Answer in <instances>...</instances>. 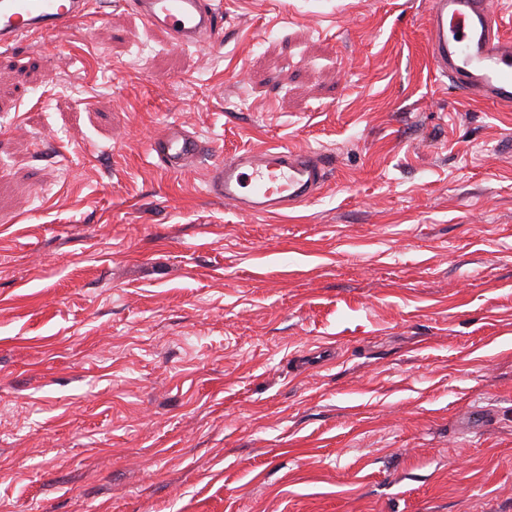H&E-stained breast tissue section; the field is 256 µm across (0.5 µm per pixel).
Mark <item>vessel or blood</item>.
Instances as JSON below:
<instances>
[{
    "instance_id": "vessel-or-blood-1",
    "label": "vessel or blood",
    "mask_w": 512,
    "mask_h": 512,
    "mask_svg": "<svg viewBox=\"0 0 512 512\" xmlns=\"http://www.w3.org/2000/svg\"><path fill=\"white\" fill-rule=\"evenodd\" d=\"M89 0H0V46L31 34L48 38L89 13ZM150 30L178 46H201L218 34V0H133ZM501 0H427L424 35L433 71L469 98L512 108V37L503 32ZM151 153L178 173L204 152L183 124L166 123L149 143ZM327 180L323 155L309 149L265 146L216 158L205 174L208 196L252 214L302 206Z\"/></svg>"
}]
</instances>
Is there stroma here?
<instances>
[{"label": "stroma", "instance_id": "35a3bbf8", "mask_svg": "<svg viewBox=\"0 0 512 512\" xmlns=\"http://www.w3.org/2000/svg\"><path fill=\"white\" fill-rule=\"evenodd\" d=\"M222 2L211 50L126 0L0 48V512H512V110L426 0ZM171 121L328 182L238 211ZM149 149L171 173H178L196 161L204 145L181 123H166L150 140Z\"/></svg>", "mask_w": 512, "mask_h": 512}]
</instances>
